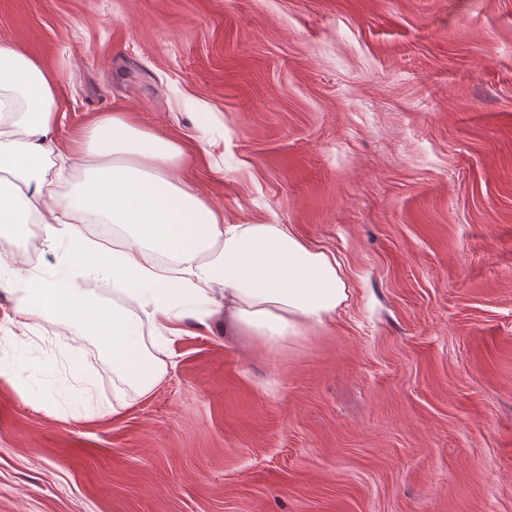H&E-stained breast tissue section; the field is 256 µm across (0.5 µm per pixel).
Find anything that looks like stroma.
Masks as SVG:
<instances>
[{"label":"stroma","instance_id":"obj_1","mask_svg":"<svg viewBox=\"0 0 512 512\" xmlns=\"http://www.w3.org/2000/svg\"><path fill=\"white\" fill-rule=\"evenodd\" d=\"M0 39L55 77L59 147L123 113L349 293L274 352L220 314L145 332L165 370L115 418L111 358L20 337L0 289V512H512V0H0Z\"/></svg>","mask_w":512,"mask_h":512}]
</instances>
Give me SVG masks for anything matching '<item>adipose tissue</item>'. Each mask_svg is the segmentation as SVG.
Segmentation results:
<instances>
[{
  "mask_svg": "<svg viewBox=\"0 0 512 512\" xmlns=\"http://www.w3.org/2000/svg\"><path fill=\"white\" fill-rule=\"evenodd\" d=\"M57 98L54 76L0 41V231L42 236L64 269L26 282L19 318H59L89 332L118 382L144 396L165 367L145 347L144 328L174 332L187 305L202 321L223 301L225 330L268 348L324 326L342 307L348 293L334 256L284 224L225 223L185 188L181 146L120 113L82 126L71 157L100 162L75 204H53L47 171L58 150ZM73 210L110 224L111 247L68 223ZM93 277L111 288L113 302L89 297Z\"/></svg>",
  "mask_w": 512,
  "mask_h": 512,
  "instance_id": "1",
  "label": "adipose tissue"
}]
</instances>
